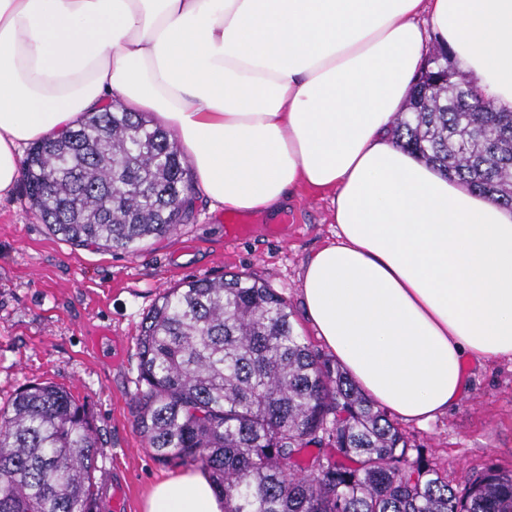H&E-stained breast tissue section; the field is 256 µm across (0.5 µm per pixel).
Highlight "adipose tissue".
Instances as JSON below:
<instances>
[{
    "mask_svg": "<svg viewBox=\"0 0 512 512\" xmlns=\"http://www.w3.org/2000/svg\"><path fill=\"white\" fill-rule=\"evenodd\" d=\"M431 33L512 111V0H0V199L25 147L115 99L174 133L213 208L332 193L335 237L299 274L306 317L368 398L437 419L466 364L512 361V209L393 139ZM145 512L224 499L185 471Z\"/></svg>",
    "mask_w": 512,
    "mask_h": 512,
    "instance_id": "adipose-tissue-1",
    "label": "adipose tissue"
}]
</instances>
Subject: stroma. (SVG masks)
<instances>
[{
	"label": "stroma",
	"mask_w": 512,
	"mask_h": 512,
	"mask_svg": "<svg viewBox=\"0 0 512 512\" xmlns=\"http://www.w3.org/2000/svg\"><path fill=\"white\" fill-rule=\"evenodd\" d=\"M287 219L253 213L249 234L228 240L224 211L194 200V218L134 253L78 247L42 224L23 186L0 200V407L27 385L52 382L89 409L99 433V512H143L151 486L182 472L156 461L135 422L142 321L180 282L250 275L281 293L305 342L322 349L299 296L304 262L333 238L329 194L299 187ZM468 388L425 426L402 424L450 486L490 464L512 469V362L470 365Z\"/></svg>",
	"instance_id": "1"
}]
</instances>
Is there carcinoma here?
<instances>
[{
  "mask_svg": "<svg viewBox=\"0 0 512 512\" xmlns=\"http://www.w3.org/2000/svg\"><path fill=\"white\" fill-rule=\"evenodd\" d=\"M424 69L394 134L399 146L512 207V112L452 67ZM26 193L76 245L133 252L193 217L176 137L107 105L35 143ZM136 425L163 464L198 465L224 512H512V469L463 488L412 449L381 406L296 332L287 300L241 274L162 294L139 338ZM310 446L316 455L303 460ZM97 429L85 404L36 383L0 408V512H97Z\"/></svg>",
  "mask_w": 512,
  "mask_h": 512,
  "instance_id": "cac0c4a2",
  "label": "carcinoma"
}]
</instances>
